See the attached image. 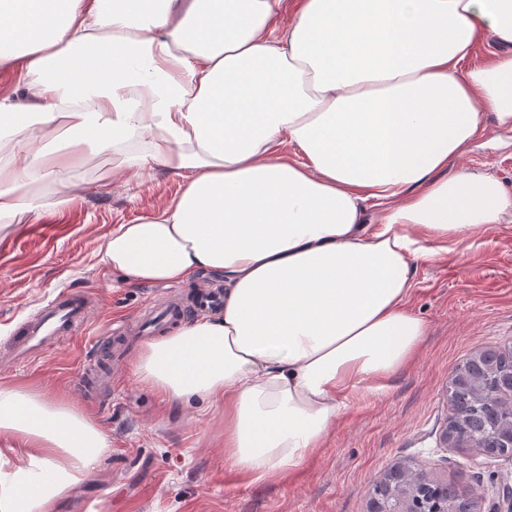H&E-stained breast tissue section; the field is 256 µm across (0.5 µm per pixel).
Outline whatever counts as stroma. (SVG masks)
I'll use <instances>...</instances> for the list:
<instances>
[{"label": "stroma", "instance_id": "obj_1", "mask_svg": "<svg viewBox=\"0 0 512 512\" xmlns=\"http://www.w3.org/2000/svg\"><path fill=\"white\" fill-rule=\"evenodd\" d=\"M121 160L85 153L62 181L43 185L45 208L0 221V356L55 297L76 292L91 307L86 327L31 364L0 367V384L71 396L91 345H109L105 328L135 319L147 296L162 293L159 284L126 286L101 262L100 248L117 225L172 201L181 181L148 170L113 181ZM461 163L512 189V127L486 114ZM60 193L70 203L56 210ZM411 273L410 310L427 327L415 361L384 389L357 394L293 477L255 485L225 469L218 414L198 400L165 402L129 366L111 393L80 403L110 433L112 451L70 490L63 512H366L367 487L405 458L432 468L477 512H492L503 486H512V461L444 448L439 437L457 366L512 346V220L413 261Z\"/></svg>", "mask_w": 512, "mask_h": 512}]
</instances>
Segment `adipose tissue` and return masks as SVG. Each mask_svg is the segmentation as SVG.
<instances>
[{"label":"adipose tissue","mask_w":512,"mask_h":512,"mask_svg":"<svg viewBox=\"0 0 512 512\" xmlns=\"http://www.w3.org/2000/svg\"><path fill=\"white\" fill-rule=\"evenodd\" d=\"M488 37L501 53L468 67ZM0 69L26 91L0 98V220L41 209L63 136L143 140L133 165L180 178L102 259L132 286L223 279L222 309L146 342L135 374L216 410L254 484L292 477L351 395L415 359L412 260L512 215L496 178L449 168L484 113L512 126V0H0ZM0 434V512H59L112 448L75 404L8 385Z\"/></svg>","instance_id":"ef3b65f1"}]
</instances>
